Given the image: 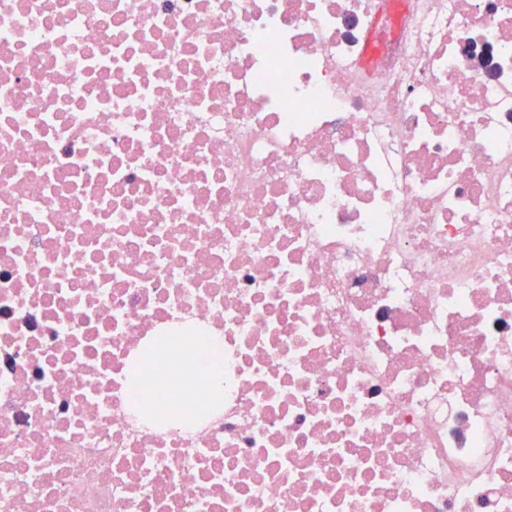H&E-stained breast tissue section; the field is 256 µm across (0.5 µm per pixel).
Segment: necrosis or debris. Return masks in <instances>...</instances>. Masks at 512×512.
<instances>
[{
    "instance_id": "necrosis-or-debris-1",
    "label": "necrosis or debris",
    "mask_w": 512,
    "mask_h": 512,
    "mask_svg": "<svg viewBox=\"0 0 512 512\" xmlns=\"http://www.w3.org/2000/svg\"><path fill=\"white\" fill-rule=\"evenodd\" d=\"M0 512H512V0H0ZM158 343L177 352L186 363L202 370L196 388L206 392L214 405L224 399V359L217 345L195 336H160ZM128 378L136 404L150 408L161 416L167 414L168 410L156 402L153 393L145 391L147 381L153 382L152 387H156L158 382V369L148 357L143 355L137 358L128 368Z\"/></svg>"
}]
</instances>
